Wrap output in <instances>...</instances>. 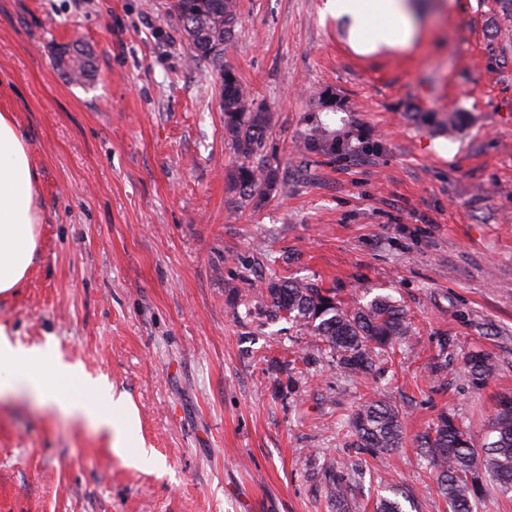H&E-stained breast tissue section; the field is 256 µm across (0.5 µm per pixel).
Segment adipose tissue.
<instances>
[{
  "label": "adipose tissue",
  "instance_id": "ef3b65f1",
  "mask_svg": "<svg viewBox=\"0 0 512 512\" xmlns=\"http://www.w3.org/2000/svg\"><path fill=\"white\" fill-rule=\"evenodd\" d=\"M324 11L349 22L350 44L361 54L381 50L406 52L421 35L420 21L430 9L425 0H325ZM38 175L28 146L13 117L0 113V294L21 286L37 253ZM79 370L62 362L47 347L12 344L0 328V391L26 388L42 403L69 417L110 430L113 445L130 447L138 420L124 395L94 385L93 400L63 396L62 383L80 379Z\"/></svg>",
  "mask_w": 512,
  "mask_h": 512
}]
</instances>
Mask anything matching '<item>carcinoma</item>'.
Returning <instances> with one entry per match:
<instances>
[{
	"instance_id": "carcinoma-1",
	"label": "carcinoma",
	"mask_w": 512,
	"mask_h": 512,
	"mask_svg": "<svg viewBox=\"0 0 512 512\" xmlns=\"http://www.w3.org/2000/svg\"><path fill=\"white\" fill-rule=\"evenodd\" d=\"M170 16L189 47L188 62L209 65L218 74L224 130L237 154L232 188L241 204H262L278 184V164L267 154L271 114L251 98L233 70L224 67V49L234 37L236 0H171ZM93 76L91 62H75L70 77L84 83ZM269 313L309 328L329 351L336 367L349 376L372 371L378 352L409 342L411 326L400 306L386 297L348 306L331 290L306 281L273 278L267 284ZM493 364L484 353L463 357L460 371L472 382L486 380ZM402 417L381 400L364 402L348 424L351 446L382 459L402 440ZM492 438L475 448L468 434L443 413L435 426L417 435L420 456L432 468L448 512H474L489 477L505 492L512 491V398L500 400L489 422ZM355 473L332 472L333 496L342 504Z\"/></svg>"
}]
</instances>
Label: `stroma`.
<instances>
[{
    "mask_svg": "<svg viewBox=\"0 0 512 512\" xmlns=\"http://www.w3.org/2000/svg\"><path fill=\"white\" fill-rule=\"evenodd\" d=\"M169 2L0 0V113L44 213L0 327L124 394L149 455L1 395L0 512H377L390 485L411 512H447L416 435L445 412L482 447L512 395V6L455 0L413 53L362 56L324 0H237L224 62L271 112L288 171L252 208L230 187L220 83L188 65ZM75 43L84 84L57 63ZM452 112L454 131L433 120ZM320 129L335 155L311 148ZM274 277L392 297L410 343L341 376L270 317ZM475 351L495 365L476 385L458 371ZM369 400L404 419L380 461L345 436ZM329 462L363 465L341 506Z\"/></svg>",
    "mask_w": 512,
    "mask_h": 512,
    "instance_id": "35a3bbf8",
    "label": "stroma"
}]
</instances>
